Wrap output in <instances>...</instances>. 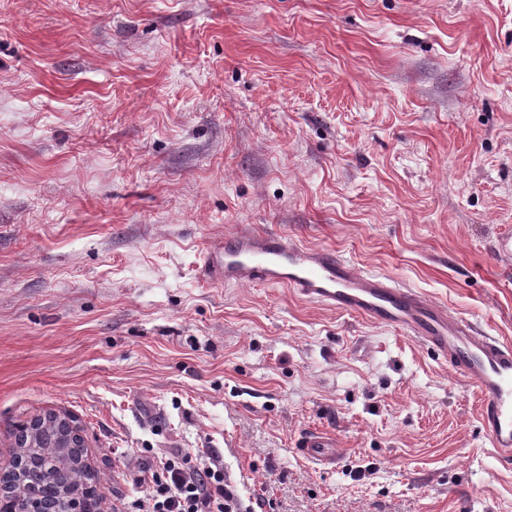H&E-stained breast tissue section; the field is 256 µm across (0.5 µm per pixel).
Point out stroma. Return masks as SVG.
I'll use <instances>...</instances> for the list:
<instances>
[{"label":"stroma","mask_w":512,"mask_h":512,"mask_svg":"<svg viewBox=\"0 0 512 512\" xmlns=\"http://www.w3.org/2000/svg\"><path fill=\"white\" fill-rule=\"evenodd\" d=\"M242 224L512 342V0H0V469L15 422L65 410L99 512L164 453L251 512H512L432 350L199 279ZM335 447L336 443L327 434L309 432L302 438L299 451L324 467L336 468L343 458V451Z\"/></svg>","instance_id":"1"}]
</instances>
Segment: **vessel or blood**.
Listing matches in <instances>:
<instances>
[{
  "mask_svg": "<svg viewBox=\"0 0 512 512\" xmlns=\"http://www.w3.org/2000/svg\"><path fill=\"white\" fill-rule=\"evenodd\" d=\"M213 286L271 284L301 298L403 329L438 352L480 395L481 428L499 458L512 459V344L478 330L393 278L362 272L335 249L310 248L288 237L241 229L208 246L199 268ZM300 452L333 468L342 449L324 433L309 432Z\"/></svg>",
  "mask_w": 512,
  "mask_h": 512,
  "instance_id": "vessel-or-blood-1",
  "label": "vessel or blood"
}]
</instances>
